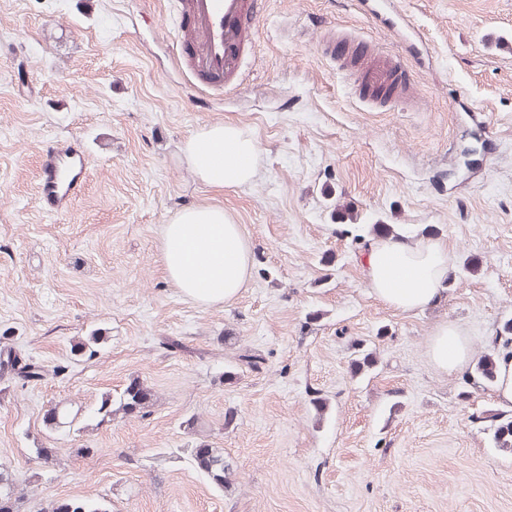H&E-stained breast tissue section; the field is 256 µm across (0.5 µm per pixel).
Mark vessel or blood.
Instances as JSON below:
<instances>
[{
	"label": "vessel or blood",
	"instance_id": "obj_1",
	"mask_svg": "<svg viewBox=\"0 0 512 512\" xmlns=\"http://www.w3.org/2000/svg\"><path fill=\"white\" fill-rule=\"evenodd\" d=\"M175 20L182 33L183 64L214 91L235 85L244 58L253 47L252 24L264 0H173ZM357 71L354 87L379 101L404 104L412 101V76L395 54H377L357 63L345 55ZM65 146L47 149L40 164L37 194L44 211L61 212L78 190L75 176L60 159L69 155Z\"/></svg>",
	"mask_w": 512,
	"mask_h": 512
}]
</instances>
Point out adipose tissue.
I'll list each match as a JSON object with an SVG mask.
<instances>
[{"label": "adipose tissue", "instance_id": "obj_1", "mask_svg": "<svg viewBox=\"0 0 512 512\" xmlns=\"http://www.w3.org/2000/svg\"><path fill=\"white\" fill-rule=\"evenodd\" d=\"M181 153L195 178L208 187L238 188L258 174L256 139L244 125H203L183 142ZM162 253L168 279L202 304L232 301L251 276L242 227L218 205L191 204L173 214L162 229ZM363 262L370 294L404 313L436 302L448 276V250L434 240L377 242ZM428 355L440 372L461 371L471 358L470 340L454 323H442L429 338Z\"/></svg>", "mask_w": 512, "mask_h": 512}]
</instances>
